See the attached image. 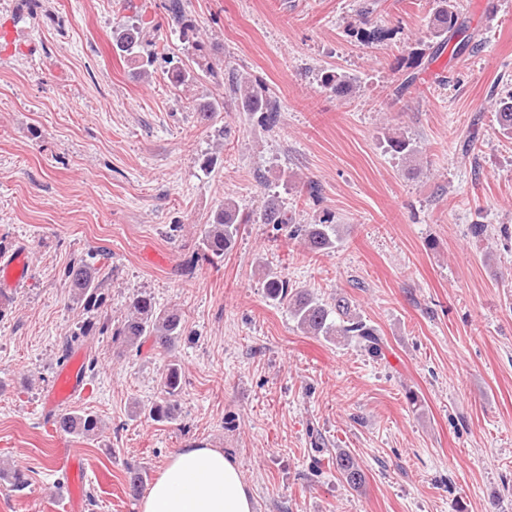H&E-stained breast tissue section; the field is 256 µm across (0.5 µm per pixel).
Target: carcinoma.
Instances as JSON below:
<instances>
[{
  "label": "carcinoma",
  "instance_id": "obj_1",
  "mask_svg": "<svg viewBox=\"0 0 512 512\" xmlns=\"http://www.w3.org/2000/svg\"><path fill=\"white\" fill-rule=\"evenodd\" d=\"M166 11L179 39L184 43V57L175 58L163 54L164 63L169 65L168 73L175 87L188 85L203 75L214 72V63L207 52L204 41L197 33L195 20L186 11L184 0H167ZM464 24L460 18L456 0H436V8L430 28V37L443 46L454 37L462 35ZM150 30L144 22L135 19L114 31L116 46L129 59L140 61L141 50L152 43ZM322 87L338 96L352 93L355 78L344 72L330 71L322 79ZM230 92L240 100L244 111L260 114L268 125L277 122L279 103L266 88L243 78L230 85ZM496 121L505 135L512 136V93L506 98L495 101ZM224 104L218 100L198 104L197 112L200 122L210 126L216 112ZM393 151L408 157L417 154L416 145L401 132L387 136ZM259 220L270 224L276 231H283L290 240L298 241L313 254H328L336 249L340 229L324 218L315 224H298L288 215L286 206L277 194L268 196ZM250 222V217L241 214L239 206L232 200L224 201L209 217L200 236V259L215 265L224 260L236 245L241 225ZM74 298L81 302L86 312L102 307L104 296L103 282L99 280L95 267L79 261L71 265L66 272ZM266 298L272 303L288 309L297 329L310 336H324L334 341L353 339L366 352L376 355L380 350V334L368 324L351 302L338 296L328 304L315 297L306 288L290 286L288 279L266 267L263 271ZM187 322L183 313L177 308H161L154 299L146 294H136L129 299L127 312L112 328V341L127 346H138L150 339L167 353L175 350L176 344L185 335ZM181 367L172 360L167 365L161 378L163 398L153 405L150 415L157 421L171 419L176 413V398L183 389ZM59 427L75 436L90 437L99 433L101 420L88 410H70L60 414ZM336 474L339 479L352 489L360 488L365 483V472L359 461L349 452L336 449Z\"/></svg>",
  "mask_w": 512,
  "mask_h": 512
}]
</instances>
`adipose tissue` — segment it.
<instances>
[{
    "instance_id": "1",
    "label": "adipose tissue",
    "mask_w": 512,
    "mask_h": 512,
    "mask_svg": "<svg viewBox=\"0 0 512 512\" xmlns=\"http://www.w3.org/2000/svg\"><path fill=\"white\" fill-rule=\"evenodd\" d=\"M140 512H253V498L222 450L198 446L172 455Z\"/></svg>"
}]
</instances>
